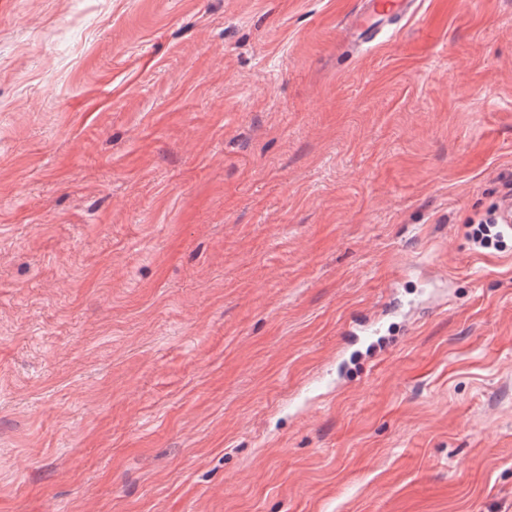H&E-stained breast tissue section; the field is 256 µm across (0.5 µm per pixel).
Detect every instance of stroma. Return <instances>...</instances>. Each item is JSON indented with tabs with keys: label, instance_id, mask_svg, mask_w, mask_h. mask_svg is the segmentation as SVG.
I'll list each match as a JSON object with an SVG mask.
<instances>
[{
	"label": "stroma",
	"instance_id": "stroma-1",
	"mask_svg": "<svg viewBox=\"0 0 512 512\" xmlns=\"http://www.w3.org/2000/svg\"><path fill=\"white\" fill-rule=\"evenodd\" d=\"M0 0V512H512V0ZM351 23L345 28V41L364 45L381 40L400 20L419 7L417 0H359Z\"/></svg>",
	"mask_w": 512,
	"mask_h": 512
}]
</instances>
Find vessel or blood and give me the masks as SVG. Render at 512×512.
Masks as SVG:
<instances>
[{"instance_id": "1", "label": "vessel or blood", "mask_w": 512, "mask_h": 512, "mask_svg": "<svg viewBox=\"0 0 512 512\" xmlns=\"http://www.w3.org/2000/svg\"><path fill=\"white\" fill-rule=\"evenodd\" d=\"M418 7V0H358V10L345 29V39L357 46L379 41Z\"/></svg>"}]
</instances>
